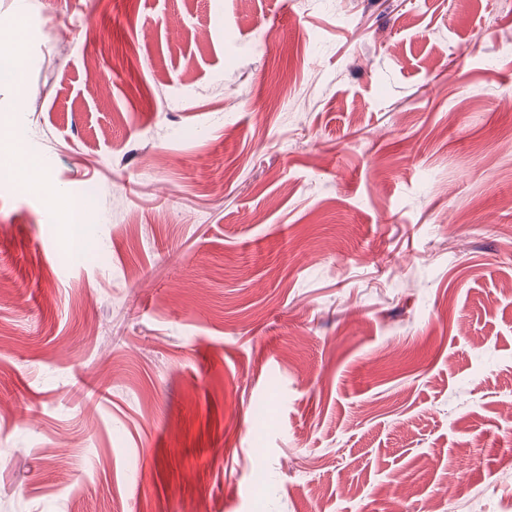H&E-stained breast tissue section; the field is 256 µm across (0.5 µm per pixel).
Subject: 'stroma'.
<instances>
[{
	"label": "stroma",
	"instance_id": "35a3bbf8",
	"mask_svg": "<svg viewBox=\"0 0 512 512\" xmlns=\"http://www.w3.org/2000/svg\"><path fill=\"white\" fill-rule=\"evenodd\" d=\"M18 14L0 512H512V0ZM10 156L15 164L9 174L20 177L27 187L41 188L44 184V171L36 156L19 150L7 137L0 135V155Z\"/></svg>",
	"mask_w": 512,
	"mask_h": 512
}]
</instances>
